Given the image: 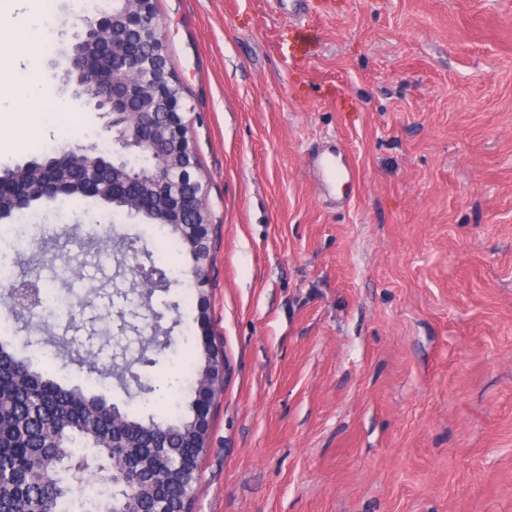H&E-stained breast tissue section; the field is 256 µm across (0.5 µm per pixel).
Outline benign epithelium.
Here are the masks:
<instances>
[{
	"mask_svg": "<svg viewBox=\"0 0 512 512\" xmlns=\"http://www.w3.org/2000/svg\"><path fill=\"white\" fill-rule=\"evenodd\" d=\"M138 13L131 17L140 40L152 49L143 57L133 47L112 46V78L108 79L90 62L78 56L69 59V72L78 87L86 92L98 111L109 115L105 124L111 134L112 156L107 157L94 146L81 147L84 167L81 194L125 204L127 213L154 212L168 203L174 214L173 224L184 237L193 260V281L199 288L207 281L210 256L208 235L210 222L203 203L206 187L197 175L194 147L187 136L183 113L170 112L169 85L153 79L156 64L168 66L160 25L152 0H135ZM148 156L155 163L148 168L135 167L129 158ZM60 193L56 175L44 170L42 178L22 191L13 189L6 174L0 176V197L8 194L17 210L27 208L35 198ZM194 220L186 224L178 216L177 199ZM141 280L155 291L169 287L166 276L152 269L139 268Z\"/></svg>",
	"mask_w": 512,
	"mask_h": 512,
	"instance_id": "benign-epithelium-1",
	"label": "benign epithelium"
}]
</instances>
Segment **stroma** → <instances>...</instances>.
Returning a JSON list of instances; mask_svg holds the SVG:
<instances>
[{
    "label": "stroma",
    "mask_w": 512,
    "mask_h": 512,
    "mask_svg": "<svg viewBox=\"0 0 512 512\" xmlns=\"http://www.w3.org/2000/svg\"><path fill=\"white\" fill-rule=\"evenodd\" d=\"M343 2L333 17L310 6L320 39L296 69L268 0H154L208 186L205 291L224 351L192 512H512V0ZM29 11L64 19L38 66L46 110L75 129L34 123L0 174L46 145L112 149L102 113L64 81L69 0ZM336 138L356 182L327 195L306 160ZM18 224L22 257L42 254L67 312L0 305L17 354L164 421L175 361L202 350L189 254L96 198L34 202L0 218V237ZM91 229L119 243L99 268L83 263ZM151 256L169 287L144 305L129 269ZM89 351L153 392L87 376Z\"/></svg>",
    "instance_id": "obj_1"
}]
</instances>
